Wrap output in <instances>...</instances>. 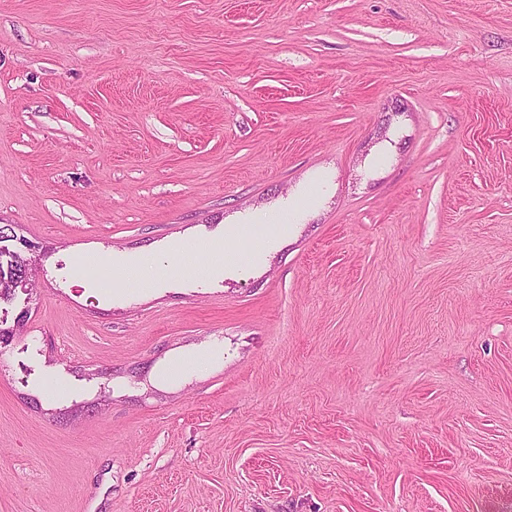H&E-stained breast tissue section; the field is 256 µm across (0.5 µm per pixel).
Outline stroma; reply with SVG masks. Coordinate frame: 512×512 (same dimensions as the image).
Returning <instances> with one entry per match:
<instances>
[{"label":"stroma","mask_w":512,"mask_h":512,"mask_svg":"<svg viewBox=\"0 0 512 512\" xmlns=\"http://www.w3.org/2000/svg\"><path fill=\"white\" fill-rule=\"evenodd\" d=\"M0 224V512H512V0H0ZM204 245L205 249L202 252L192 256L193 262L190 264L191 267H184L182 263L181 268L190 280H199L207 275L217 273L222 269L224 270V264L221 262V259L223 258L224 251L228 249L224 239L209 240ZM199 255H205L207 258L199 257ZM197 269L204 270V274L197 276L195 271ZM25 259L0 250V301L9 299L16 289L24 288Z\"/></svg>","instance_id":"1"}]
</instances>
